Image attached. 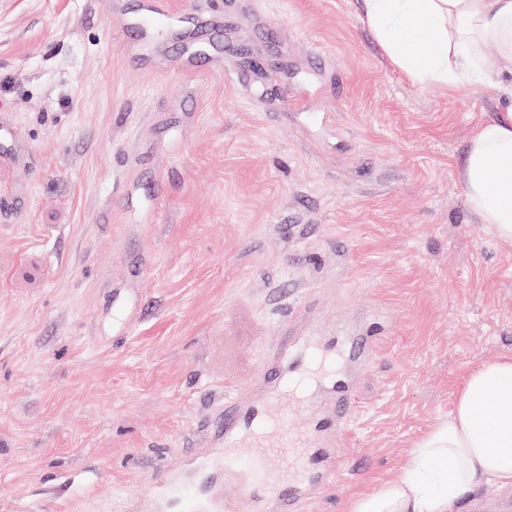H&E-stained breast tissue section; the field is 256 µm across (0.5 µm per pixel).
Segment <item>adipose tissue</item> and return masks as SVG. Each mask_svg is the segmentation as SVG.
I'll use <instances>...</instances> for the list:
<instances>
[{
  "mask_svg": "<svg viewBox=\"0 0 512 512\" xmlns=\"http://www.w3.org/2000/svg\"><path fill=\"white\" fill-rule=\"evenodd\" d=\"M363 21L418 86L490 81L512 58V0H364ZM463 179L472 209L512 243V117L472 134ZM487 484L512 486V356L470 373L403 472L353 498L349 512H456Z\"/></svg>",
  "mask_w": 512,
  "mask_h": 512,
  "instance_id": "obj_1",
  "label": "adipose tissue"
}]
</instances>
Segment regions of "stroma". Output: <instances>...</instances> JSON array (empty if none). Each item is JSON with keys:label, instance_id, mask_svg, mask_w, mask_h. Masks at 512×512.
Wrapping results in <instances>:
<instances>
[{"label": "stroma", "instance_id": "35a3bbf8", "mask_svg": "<svg viewBox=\"0 0 512 512\" xmlns=\"http://www.w3.org/2000/svg\"><path fill=\"white\" fill-rule=\"evenodd\" d=\"M218 29L149 64L114 38L142 0H0V512H145L166 472L215 456L227 386L301 330L373 336L334 485L399 475L464 378L512 355V244L466 200L500 81L412 85L363 0H168ZM147 253L139 279L126 260Z\"/></svg>", "mask_w": 512, "mask_h": 512}]
</instances>
